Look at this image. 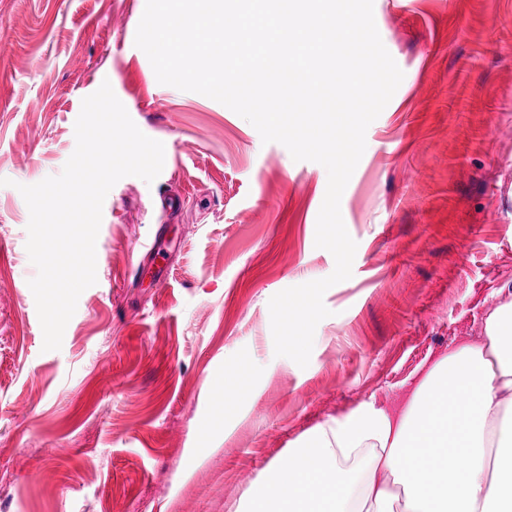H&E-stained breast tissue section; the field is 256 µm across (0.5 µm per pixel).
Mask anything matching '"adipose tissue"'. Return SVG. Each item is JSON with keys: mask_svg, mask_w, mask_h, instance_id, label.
I'll use <instances>...</instances> for the list:
<instances>
[{"mask_svg": "<svg viewBox=\"0 0 512 512\" xmlns=\"http://www.w3.org/2000/svg\"><path fill=\"white\" fill-rule=\"evenodd\" d=\"M244 512H512V292L400 409L369 402L310 429Z\"/></svg>", "mask_w": 512, "mask_h": 512, "instance_id": "adipose-tissue-1", "label": "adipose tissue"}]
</instances>
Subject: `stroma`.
I'll use <instances>...</instances> for the list:
<instances>
[{
  "label": "stroma",
  "mask_w": 512,
  "mask_h": 512,
  "mask_svg": "<svg viewBox=\"0 0 512 512\" xmlns=\"http://www.w3.org/2000/svg\"><path fill=\"white\" fill-rule=\"evenodd\" d=\"M145 4L0 0V512H238L312 427L397 407L480 340L512 282V0H374L404 78L341 197L352 275L304 368L275 355L268 303L335 268L315 245L328 173L160 84ZM104 74L164 165L107 194L97 282L47 351L18 187L62 172ZM231 362L248 391L227 406Z\"/></svg>",
  "instance_id": "stroma-1"
}]
</instances>
